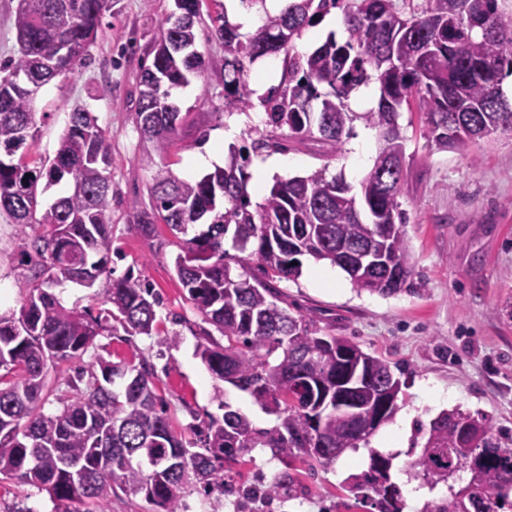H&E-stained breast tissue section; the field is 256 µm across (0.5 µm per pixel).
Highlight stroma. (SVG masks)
Returning a JSON list of instances; mask_svg holds the SVG:
<instances>
[{
	"label": "stroma",
	"instance_id": "obj_1",
	"mask_svg": "<svg viewBox=\"0 0 512 512\" xmlns=\"http://www.w3.org/2000/svg\"><path fill=\"white\" fill-rule=\"evenodd\" d=\"M224 8L238 24L234 0H205L207 18L196 24V47L209 69L190 84L172 88L171 98L187 115L177 143L166 159L179 177L198 179L206 167L194 156L230 143L236 147L268 134L261 106L243 112L224 98V44L210 13ZM175 10L174 0H112L101 19L86 62L40 89L34 99L36 135L28 153L52 158L71 112L79 106L95 112L112 137V225L116 275L140 272L158 293V320L178 332L175 346L159 349L146 336L96 337L89 350L105 360L146 358L175 426L191 437V425L222 417L225 407L246 414L259 429L276 425L244 391L211 377L196 355L201 317L187 299L174 270L180 251L165 225L152 239L137 231L133 200H147L153 175L145 159L151 141L131 121L138 102L141 72L153 61L160 23ZM399 124L405 138V182L400 198L412 253L409 290L392 296L357 291L348 276L338 283L315 280L329 262H304L294 279H277L273 288L287 300L289 313L308 314L325 334L345 336L370 354L401 368L403 383L395 421H407L400 437L383 425L370 445L394 456L392 478L406 484L404 470L423 443L419 426L439 412L460 408L491 418L512 433V319L503 309L512 302V132L445 151L431 147L426 119L417 108H403ZM377 134L356 124L341 153L309 141L270 153L263 162L268 182L327 167L355 184L370 168ZM22 245L7 215H0V313L19 310L24 293L17 283ZM368 453L348 452L335 463L299 464L306 497L289 501L283 512H350L345 479L367 466ZM288 458L254 449L244 463L225 468L228 482L248 483L254 470L268 480L287 470ZM0 512H54L46 492L12 481L0 483Z\"/></svg>",
	"mask_w": 512,
	"mask_h": 512
}]
</instances>
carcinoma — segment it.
Wrapping results in <instances>:
<instances>
[{
  "label": "carcinoma",
  "mask_w": 512,
  "mask_h": 512,
  "mask_svg": "<svg viewBox=\"0 0 512 512\" xmlns=\"http://www.w3.org/2000/svg\"><path fill=\"white\" fill-rule=\"evenodd\" d=\"M183 2L190 19L161 22L132 116L162 159L185 121L170 89L207 70L195 48L197 0ZM107 10L108 0H18L19 49L0 63V213L13 221L28 258L18 275L25 293L19 314L0 315V481L46 492L55 512H107L116 487L143 495L161 512H181V494L195 482L207 496L218 493L216 512L223 506L224 464L268 448L275 456L330 465L369 445L394 417L402 386L384 360L345 337L319 335L304 315L281 305L268 282L236 274L232 265L243 269L255 261L272 280L298 276L304 257L327 260L360 291L404 290L413 265L400 202V110L416 101L428 141L438 149L512 131V101L502 87L512 76V0H285L279 14L246 37L217 15L230 102L253 107L244 62L282 52L283 80L259 98L271 127L291 142L316 139L338 153L360 122L376 131L378 147L356 188L341 173L326 177L321 167L276 180L254 206L246 189L250 155L232 146L224 166L198 180L157 166L149 204L133 205L143 237H155L164 224L179 239L174 268L202 317L197 354L203 364L279 419L270 430L258 429L226 404L222 418L193 428L197 450L175 430L144 360L98 359L97 367L67 380L57 413H43L52 393L49 370L83 362L95 337L122 332L154 336L162 347L177 343V335L157 329L156 294L131 270L112 279L106 307L95 316L66 307L52 292L63 280L92 288L112 274V138L88 108H78L54 157L28 159L24 148L35 135L30 88L48 85L89 56ZM333 10L342 16L346 39L331 36L309 53L292 51L293 41ZM47 61L56 69H45ZM370 83L379 90L377 106L352 111L351 95ZM62 181L69 190L35 218L40 183ZM206 217L207 229L187 237ZM230 230L247 256L224 249ZM420 432L424 442L406 469L408 481L446 487L426 512H512V435L460 409L439 413ZM392 460L369 450L367 469L346 479L347 491L377 512H402ZM462 471L469 480L458 485ZM301 492L290 471L270 484L234 489L246 500Z\"/></svg>",
  "instance_id": "carcinoma-1"
}]
</instances>
